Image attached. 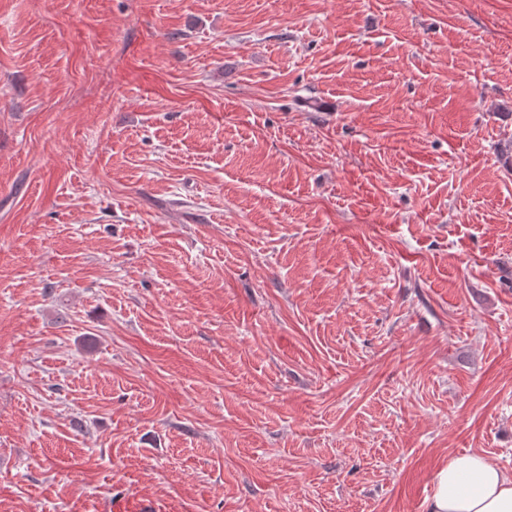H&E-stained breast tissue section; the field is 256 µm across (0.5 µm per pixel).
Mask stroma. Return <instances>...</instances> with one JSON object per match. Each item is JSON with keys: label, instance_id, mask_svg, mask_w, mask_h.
Segmentation results:
<instances>
[{"label": "stroma", "instance_id": "35a3bbf8", "mask_svg": "<svg viewBox=\"0 0 512 512\" xmlns=\"http://www.w3.org/2000/svg\"><path fill=\"white\" fill-rule=\"evenodd\" d=\"M512 470V0H0V512H425ZM434 483L427 512H512V471L480 453L449 458Z\"/></svg>", "mask_w": 512, "mask_h": 512}]
</instances>
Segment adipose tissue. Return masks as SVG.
Listing matches in <instances>:
<instances>
[{
  "mask_svg": "<svg viewBox=\"0 0 512 512\" xmlns=\"http://www.w3.org/2000/svg\"><path fill=\"white\" fill-rule=\"evenodd\" d=\"M427 512H512V471L479 453L453 456L435 474Z\"/></svg>",
  "mask_w": 512,
  "mask_h": 512,
  "instance_id": "1",
  "label": "adipose tissue"
}]
</instances>
